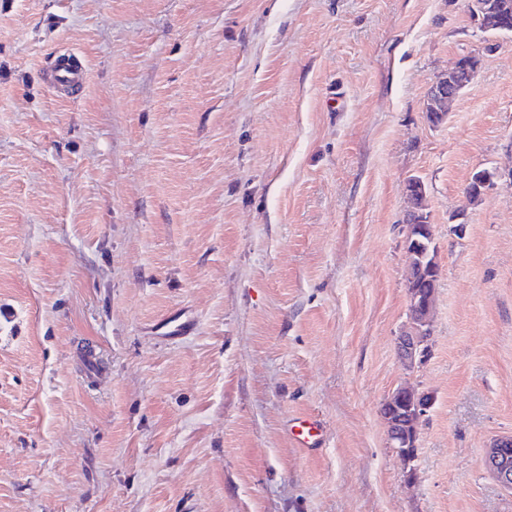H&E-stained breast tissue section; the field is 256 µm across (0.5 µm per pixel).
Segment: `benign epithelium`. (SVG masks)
<instances>
[{
    "label": "benign epithelium",
    "mask_w": 512,
    "mask_h": 512,
    "mask_svg": "<svg viewBox=\"0 0 512 512\" xmlns=\"http://www.w3.org/2000/svg\"><path fill=\"white\" fill-rule=\"evenodd\" d=\"M479 20L476 25L482 31L507 28L508 5L484 3L482 0H471L468 3ZM480 67V57L473 53L457 56L448 69L436 77L431 84L427 101L431 112L427 116L433 121L443 119L448 112V105L458 97L472 82ZM494 175L481 171L470 181V191L477 198H482L493 184ZM411 208L407 211L408 237L422 236L433 239V230L428 224L427 213L424 212L426 198L425 186L421 181H410L407 186ZM410 265H418L432 271L438 266L437 254L431 251L430 245L415 241L409 253ZM436 291L429 288H412L407 290V306L409 326L398 337V354L407 368L423 358L431 335L432 312ZM390 406L383 409L387 437L398 457L411 467L416 459L418 441V425L423 416L433 405V398L408 386H400L389 397ZM482 463L497 482L507 491L512 492V435L500 437L485 450Z\"/></svg>",
    "instance_id": "obj_1"
}]
</instances>
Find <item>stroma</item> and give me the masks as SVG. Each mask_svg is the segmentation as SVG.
<instances>
[{"instance_id":"1","label":"stroma","mask_w":512,"mask_h":512,"mask_svg":"<svg viewBox=\"0 0 512 512\" xmlns=\"http://www.w3.org/2000/svg\"><path fill=\"white\" fill-rule=\"evenodd\" d=\"M467 4L0 0V512H512L482 465L512 435V33ZM412 178L440 273L408 369ZM403 383L434 397L412 479ZM72 52L64 50L58 56L56 66L50 72L49 80L60 95L67 96L69 90L82 86L86 81V71L70 63ZM479 67V55L473 53L458 55L449 64L448 69L437 76L431 84L426 106L428 104L432 112H427V117L436 122L442 121L448 112V105L472 82ZM390 406L383 408L387 437L392 448L412 475L410 467L416 459L418 425L433 405V398L408 386H400L389 397Z\"/></svg>"}]
</instances>
